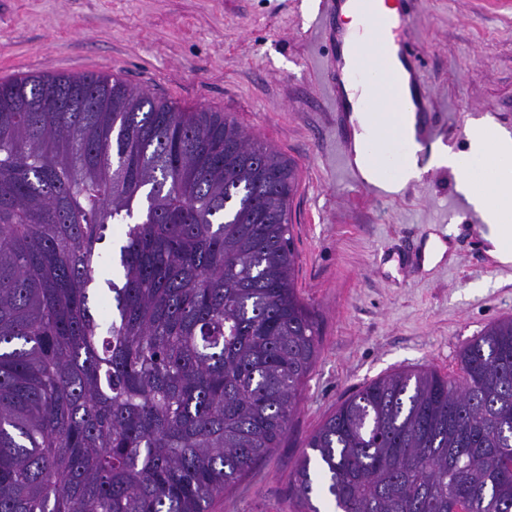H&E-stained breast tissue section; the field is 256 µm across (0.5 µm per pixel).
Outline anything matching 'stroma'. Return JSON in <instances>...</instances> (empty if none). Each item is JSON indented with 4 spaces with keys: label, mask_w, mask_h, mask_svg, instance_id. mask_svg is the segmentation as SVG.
Wrapping results in <instances>:
<instances>
[{
    "label": "stroma",
    "mask_w": 512,
    "mask_h": 512,
    "mask_svg": "<svg viewBox=\"0 0 512 512\" xmlns=\"http://www.w3.org/2000/svg\"><path fill=\"white\" fill-rule=\"evenodd\" d=\"M316 0H0V80L105 72L151 97L236 120L298 170L290 211L295 285L318 313L322 347L280 448L213 512H293L308 437L367 383L402 369L457 371L468 340L512 317V268H494L448 168L375 201L341 176L339 144L310 30ZM397 39L419 51L427 90L468 147L472 120L512 133V0H422ZM448 228L452 255L414 277L403 256Z\"/></svg>",
    "instance_id": "obj_1"
}]
</instances>
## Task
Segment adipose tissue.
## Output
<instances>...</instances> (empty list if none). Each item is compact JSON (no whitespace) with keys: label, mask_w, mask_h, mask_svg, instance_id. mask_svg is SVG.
<instances>
[{"label":"adipose tissue","mask_w":512,"mask_h":512,"mask_svg":"<svg viewBox=\"0 0 512 512\" xmlns=\"http://www.w3.org/2000/svg\"><path fill=\"white\" fill-rule=\"evenodd\" d=\"M345 91L353 109L354 160L362 176L397 193L429 169L452 170L458 191L484 223L481 234L491 244L490 256L503 265L512 263V136L488 120H478L468 129V151L437 148L424 160L419 156L416 112L389 104L385 89L376 92L360 83ZM398 144L404 146V155H396Z\"/></svg>","instance_id":"ef3b65f1"}]
</instances>
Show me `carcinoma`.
Wrapping results in <instances>:
<instances>
[{
  "label": "carcinoma",
  "instance_id": "cac0c4a2",
  "mask_svg": "<svg viewBox=\"0 0 512 512\" xmlns=\"http://www.w3.org/2000/svg\"><path fill=\"white\" fill-rule=\"evenodd\" d=\"M296 186L222 112L106 73L0 81V512H209L281 447L321 345ZM305 447L298 512H512V317Z\"/></svg>",
  "mask_w": 512,
  "mask_h": 512
}]
</instances>
